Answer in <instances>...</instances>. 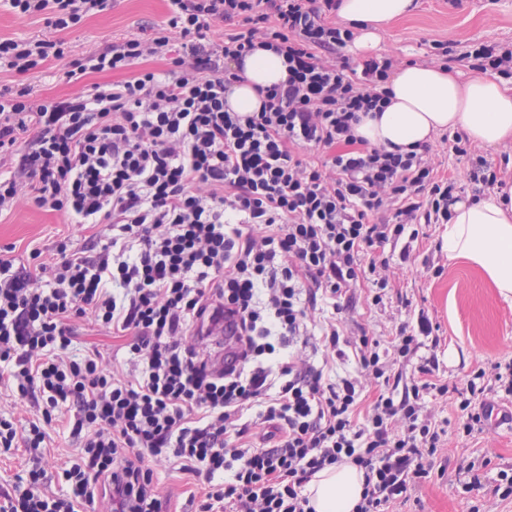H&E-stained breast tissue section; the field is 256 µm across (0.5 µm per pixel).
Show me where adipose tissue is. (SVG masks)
<instances>
[{"label": "adipose tissue", "mask_w": 512, "mask_h": 512, "mask_svg": "<svg viewBox=\"0 0 512 512\" xmlns=\"http://www.w3.org/2000/svg\"><path fill=\"white\" fill-rule=\"evenodd\" d=\"M412 0H340L337 11L357 36L354 50L366 54L380 41L383 23L408 13ZM286 77L281 56L259 50L246 57L242 80L228 97L237 112L260 106L256 86ZM390 100L377 117L365 118L355 130L373 145L403 149L428 144L447 130L462 129L476 143L494 147L512 141V89L496 78L476 75L459 80L445 68L423 64L399 67L389 83ZM442 237L449 259L478 266L503 297L512 296V199L459 201ZM363 483L355 466L321 471L307 487L315 512H352Z\"/></svg>", "instance_id": "ef3b65f1"}]
</instances>
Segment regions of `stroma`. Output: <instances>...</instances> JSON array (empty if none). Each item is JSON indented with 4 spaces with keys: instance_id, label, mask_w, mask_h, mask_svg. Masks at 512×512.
Wrapping results in <instances>:
<instances>
[{
    "instance_id": "35a3bbf8",
    "label": "stroma",
    "mask_w": 512,
    "mask_h": 512,
    "mask_svg": "<svg viewBox=\"0 0 512 512\" xmlns=\"http://www.w3.org/2000/svg\"><path fill=\"white\" fill-rule=\"evenodd\" d=\"M168 0H112L106 11L85 18L78 26L52 32L43 17H20L0 8V38H45L57 36L65 43V56L49 59L43 68L26 75L0 70V89L27 85L34 98L53 101L68 95L109 86L132 77V70L90 73L75 83L63 76L70 61L94 53L113 40L139 35L142 27L165 22ZM447 44L454 58L442 62L435 43ZM512 42V0H415L413 12L386 25L376 57L392 58L397 64L447 65L460 78L471 76L466 63L456 56L474 44ZM431 158L440 172L453 177L464 189L463 200H471L468 157L456 155L450 143L434 140ZM443 225L427 224L415 242L408 260L390 259L386 274L390 287L383 305L371 306V286L361 283L353 302L343 315L350 327H363L369 335H396L401 327L416 328L419 316H427L433 335L439 336L436 350L440 378L451 385V393L431 394L427 409L434 420L448 426L436 454L426 458L429 474L411 485L404 502L390 512H512V496L495 494L497 474L512 469V434L506 429H485L465 434L457 425L456 388L465 387L472 371L492 363L512 362V298L504 299L481 272L463 260H449L441 248ZM93 226L73 224L60 213H47L20 199L16 208L0 217V249L10 248L16 265H29L32 250L51 257L56 242L70 237L80 246L94 234ZM77 346L99 350L114 369L131 368L126 339L90 319L76 320ZM48 447L44 467V491L63 495L69 490L62 471L76 462L80 450L64 424L47 425ZM474 464L481 484L469 487L461 466ZM154 480L161 495L171 498L178 512H195L197 504L187 494V475L171 463H153Z\"/></svg>"
}]
</instances>
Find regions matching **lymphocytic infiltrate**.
I'll return each instance as SVG.
<instances>
[{"mask_svg": "<svg viewBox=\"0 0 512 512\" xmlns=\"http://www.w3.org/2000/svg\"><path fill=\"white\" fill-rule=\"evenodd\" d=\"M14 14L70 29L110 0H0ZM338 0H169L165 26L74 60L76 81L148 57L164 72L52 102L0 90V213L19 197L79 224H103L82 247L60 239L51 262L0 255V384L37 406L17 426L0 416V452L23 447L30 468L0 512H164L154 461L208 484L198 512H315L306 486L321 470H362L353 512H386L426 474L442 428L423 415L439 364L431 335L345 334L339 300L371 283L386 249L408 258L420 223L444 224L457 202L430 145L389 150L354 134L389 102L391 59L336 61L354 39ZM229 25L222 43L209 32ZM259 48L282 56L284 81L259 88L260 111H230L241 65ZM64 55L54 39H0V68L19 74ZM324 148L321 162L299 158ZM332 316L316 323L318 303ZM128 336L119 374L73 352L74 320ZM230 339L215 371L207 347ZM328 359L315 363L318 351ZM379 390L365 402V381ZM512 394V363L477 369L457 392L458 424L482 431L493 396ZM67 418L81 442L64 470L69 495L46 494L43 423Z\"/></svg>", "mask_w": 512, "mask_h": 512, "instance_id": "1", "label": "lymphocytic infiltrate"}]
</instances>
